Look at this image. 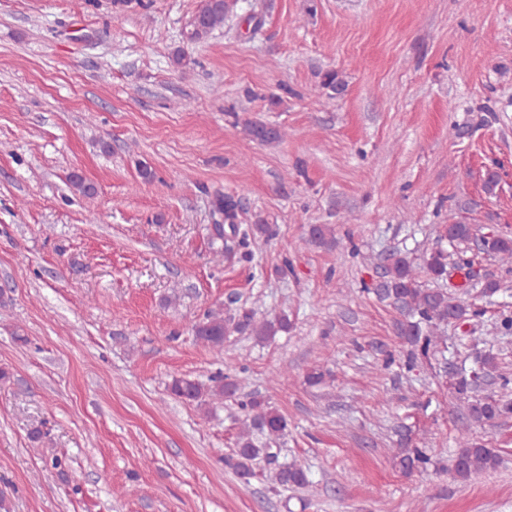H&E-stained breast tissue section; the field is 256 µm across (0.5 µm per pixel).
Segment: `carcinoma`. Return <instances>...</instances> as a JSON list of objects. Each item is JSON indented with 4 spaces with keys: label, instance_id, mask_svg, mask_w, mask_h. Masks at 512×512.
Returning <instances> with one entry per match:
<instances>
[{
    "label": "carcinoma",
    "instance_id": "cac0c4a2",
    "mask_svg": "<svg viewBox=\"0 0 512 512\" xmlns=\"http://www.w3.org/2000/svg\"><path fill=\"white\" fill-rule=\"evenodd\" d=\"M241 0H202L187 41L200 42L225 21L238 15ZM321 86L327 90V101L342 95L347 83L335 70L321 74ZM243 127L247 135L261 143L282 140L285 132L263 123L246 119ZM245 210L240 201L231 196L216 198L212 218L217 236L224 237V225L238 234ZM307 241L311 244L332 248L336 245L333 230L327 224L310 228ZM494 259L502 266L512 264V234L489 227L485 230L465 221H455L439 230L437 244L418 258L393 253L388 257L382 280L373 288L363 291L374 294L378 300L390 306L398 315L400 336L410 345L405 366L412 369L417 363L428 361L440 352V344L448 326H463L485 316V308L461 297L448 293L442 282L448 275L458 273L462 277L459 288H470L471 270L475 263L473 247ZM292 329L285 312L261 314L254 308H245L236 317H226L221 311H211L192 325L195 340L209 349L220 352L224 342L234 334H247L259 343L272 341ZM494 339L512 334V316L503 314L491 326ZM238 376L216 373L202 382L188 378H174L168 384L169 394L178 400L194 402L200 408L210 410L216 403L234 400L238 396ZM481 378L462 368L451 376L448 390L457 408L466 411L471 423L485 425L506 419L512 415V401L494 392L477 395ZM238 433L235 449L224 456V464L240 478L248 481L261 470L271 488L303 489L309 486L307 469L296 461H278V441L288 436V418L273 407L263 396H251L239 403ZM396 465L405 475L423 473L433 465L427 449L413 443L411 430L400 426L397 430ZM499 456L488 443L473 438L468 432L461 433L458 448L449 459L448 472L454 479L468 481L487 471L496 469Z\"/></svg>",
    "mask_w": 512,
    "mask_h": 512
}]
</instances>
